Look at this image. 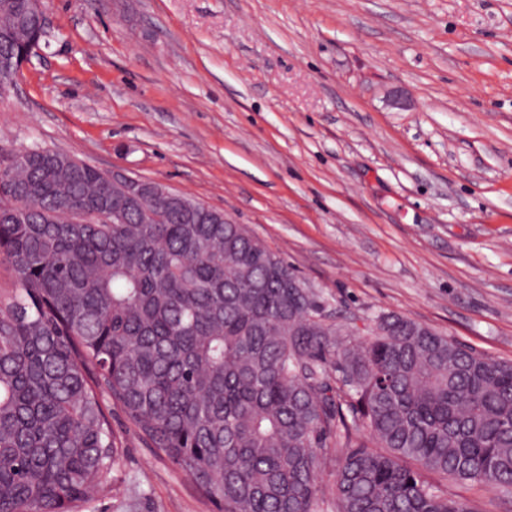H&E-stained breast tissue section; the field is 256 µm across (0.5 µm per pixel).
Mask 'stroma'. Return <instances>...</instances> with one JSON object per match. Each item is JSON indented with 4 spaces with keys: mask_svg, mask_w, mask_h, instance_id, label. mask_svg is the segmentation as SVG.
<instances>
[{
    "mask_svg": "<svg viewBox=\"0 0 512 512\" xmlns=\"http://www.w3.org/2000/svg\"><path fill=\"white\" fill-rule=\"evenodd\" d=\"M0 99L39 145L221 210L367 338L394 312L512 362V0H44ZM79 512H217L120 410Z\"/></svg>",
    "mask_w": 512,
    "mask_h": 512,
    "instance_id": "obj_1",
    "label": "stroma"
}]
</instances>
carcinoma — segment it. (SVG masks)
I'll use <instances>...</instances> for the list:
<instances>
[{"label": "carcinoma", "instance_id": "cac0c4a2", "mask_svg": "<svg viewBox=\"0 0 512 512\" xmlns=\"http://www.w3.org/2000/svg\"><path fill=\"white\" fill-rule=\"evenodd\" d=\"M46 38L0 0V57ZM0 512H73L117 465L103 397L224 512H477L440 482L512 501V362L394 313L352 343L240 224L112 198L42 146L0 159ZM125 223H112V207ZM336 473V458L333 453L331 461L327 463L322 471L320 484L325 491V495L321 498L317 512H334V497L331 494L334 487Z\"/></svg>", "mask_w": 512, "mask_h": 512}]
</instances>
